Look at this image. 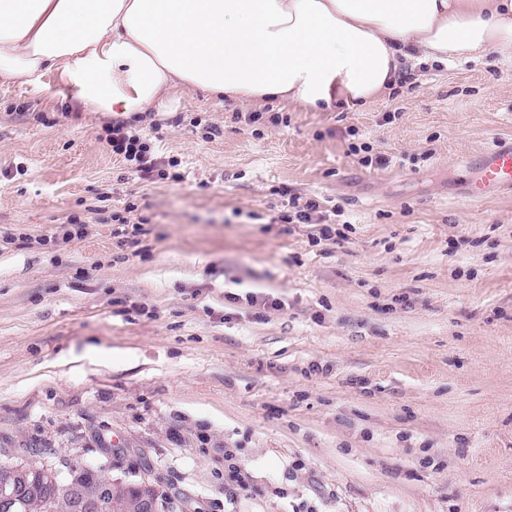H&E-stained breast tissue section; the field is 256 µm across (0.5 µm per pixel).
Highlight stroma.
<instances>
[{
  "instance_id": "obj_1",
  "label": "stroma",
  "mask_w": 512,
  "mask_h": 512,
  "mask_svg": "<svg viewBox=\"0 0 512 512\" xmlns=\"http://www.w3.org/2000/svg\"><path fill=\"white\" fill-rule=\"evenodd\" d=\"M114 122L59 73L0 82V465L156 512H512V191L462 166L512 145V64L354 112L179 95L133 123L147 176ZM110 133L113 153L123 155L126 161L137 163L140 172L149 173L152 170L154 163L148 158L151 148L142 134L127 124L112 126Z\"/></svg>"
}]
</instances>
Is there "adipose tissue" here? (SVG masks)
<instances>
[{"label": "adipose tissue", "instance_id": "obj_1", "mask_svg": "<svg viewBox=\"0 0 512 512\" xmlns=\"http://www.w3.org/2000/svg\"><path fill=\"white\" fill-rule=\"evenodd\" d=\"M512 60V0H0V81L62 71L125 117L203 92L329 112L387 95L408 50Z\"/></svg>", "mask_w": 512, "mask_h": 512}]
</instances>
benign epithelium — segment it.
<instances>
[{
    "instance_id": "benign-epithelium-1",
    "label": "benign epithelium",
    "mask_w": 512,
    "mask_h": 512,
    "mask_svg": "<svg viewBox=\"0 0 512 512\" xmlns=\"http://www.w3.org/2000/svg\"><path fill=\"white\" fill-rule=\"evenodd\" d=\"M55 482L48 471L0 468V512L21 502L26 512H153L154 490L147 484L126 486L93 476L80 482L78 494L48 500L47 488Z\"/></svg>"
}]
</instances>
